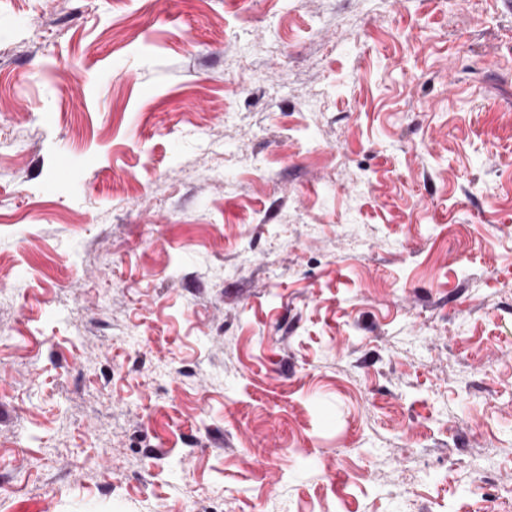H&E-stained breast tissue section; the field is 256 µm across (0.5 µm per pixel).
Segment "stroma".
<instances>
[{
	"label": "stroma",
	"instance_id": "stroma-1",
	"mask_svg": "<svg viewBox=\"0 0 512 512\" xmlns=\"http://www.w3.org/2000/svg\"><path fill=\"white\" fill-rule=\"evenodd\" d=\"M331 503L512 512V0H0V512Z\"/></svg>",
	"mask_w": 512,
	"mask_h": 512
}]
</instances>
